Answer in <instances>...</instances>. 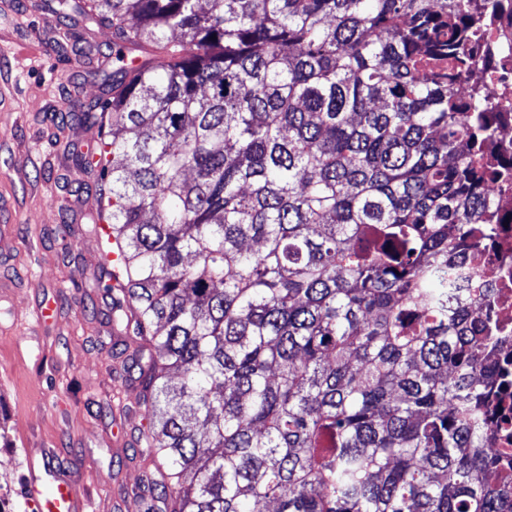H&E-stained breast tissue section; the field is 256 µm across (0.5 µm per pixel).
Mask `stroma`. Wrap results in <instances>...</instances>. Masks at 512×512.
<instances>
[{"label": "stroma", "instance_id": "35a3bbf8", "mask_svg": "<svg viewBox=\"0 0 512 512\" xmlns=\"http://www.w3.org/2000/svg\"><path fill=\"white\" fill-rule=\"evenodd\" d=\"M88 43L59 50L63 26L45 0H0V489L10 512L25 499L30 459L70 472L94 512H140L155 479L141 433L142 393L115 349L129 338L92 288L101 258L97 181L75 165L91 128L71 102L109 98L112 32L74 17ZM56 302L51 320L37 306Z\"/></svg>", "mask_w": 512, "mask_h": 512}]
</instances>
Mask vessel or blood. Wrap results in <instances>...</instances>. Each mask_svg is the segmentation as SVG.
Instances as JSON below:
<instances>
[{"label":"vessel or blood","mask_w":512,"mask_h":512,"mask_svg":"<svg viewBox=\"0 0 512 512\" xmlns=\"http://www.w3.org/2000/svg\"><path fill=\"white\" fill-rule=\"evenodd\" d=\"M25 494L35 512H91L87 497L81 496L74 480L46 464H29Z\"/></svg>","instance_id":"1"}]
</instances>
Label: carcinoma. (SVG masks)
I'll list each match as a JSON object with an SVG mask.
<instances>
[{
  "mask_svg": "<svg viewBox=\"0 0 512 512\" xmlns=\"http://www.w3.org/2000/svg\"><path fill=\"white\" fill-rule=\"evenodd\" d=\"M499 0H57L112 29L92 287L133 325L167 512H512L487 399L512 338L469 260ZM471 82L467 101L458 81Z\"/></svg>",
  "mask_w": 512,
  "mask_h": 512,
  "instance_id": "1",
  "label": "carcinoma"
}]
</instances>
